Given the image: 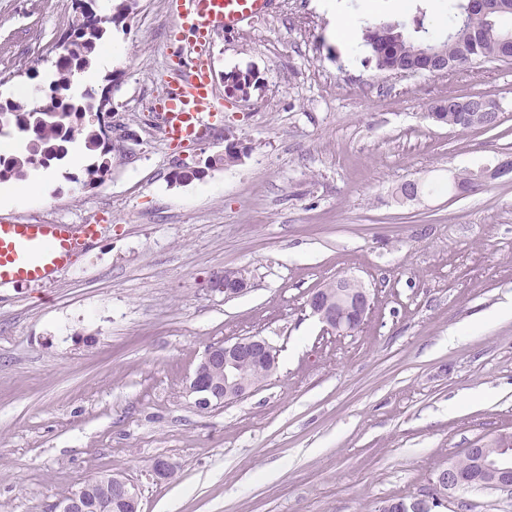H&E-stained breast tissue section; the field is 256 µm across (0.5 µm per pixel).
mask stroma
Listing matches in <instances>:
<instances>
[{
  "label": "stroma",
  "instance_id": "35a3bbf8",
  "mask_svg": "<svg viewBox=\"0 0 512 512\" xmlns=\"http://www.w3.org/2000/svg\"><path fill=\"white\" fill-rule=\"evenodd\" d=\"M73 0H0V88L37 91L61 53ZM320 0H272L219 34L216 84L253 71L249 99L221 97L197 143L165 140L154 107L185 58L169 0H136L108 27L122 55L95 84L127 134L108 174L83 185L67 159L47 197L0 221L93 224L97 235L41 284L0 288V512H47L106 474L141 512H377L425 491L449 457L512 433V176L454 195L452 176L512 157V59L441 73L378 71L327 38ZM481 95L498 128H449L429 112ZM242 163L208 166L227 139ZM202 178L173 182L184 156ZM419 183L399 202L401 184ZM244 268L225 299L214 273ZM361 282L371 311L332 334L312 292ZM246 336L278 350L250 395L202 410L188 380L209 347ZM178 469L167 480L154 458ZM512 512L473 489L436 512ZM249 278L244 276L243 279L231 280L230 283H224V273L215 274L209 281L208 288L212 292L224 293L225 299L234 298L241 295L249 287ZM105 478L112 482L113 493L128 503L130 510L139 512V494L136 486L120 475L111 474Z\"/></svg>",
  "mask_w": 512,
  "mask_h": 512
}]
</instances>
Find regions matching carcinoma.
I'll use <instances>...</instances> for the list:
<instances>
[{
	"mask_svg": "<svg viewBox=\"0 0 512 512\" xmlns=\"http://www.w3.org/2000/svg\"><path fill=\"white\" fill-rule=\"evenodd\" d=\"M95 0H73L75 21L68 30L67 55L54 64L53 76L43 92L50 103L36 109L35 102L21 98L0 97V129L11 128L26 140L25 150L12 155L0 164V180H20L31 169L48 168L63 161L68 155V144L83 137L86 150L94 162L85 168L87 183L103 180L112 164V156L123 151V140L108 139L102 135L101 116L97 112L99 99L93 87L79 94L69 93L75 74L89 68L92 55L104 41L107 28L104 23H118L126 18L131 0H121L115 5L113 15L101 21L93 9ZM468 5L462 0H446L444 37H434L425 25V15L412 18L413 27L404 19L379 18L363 21L362 43L382 72L403 73L417 67L421 61L420 48L425 44L441 45L454 42L447 49L450 66H460L466 59L477 57L497 59L500 52L509 48L504 42L508 26L504 19H489L472 24L465 21ZM234 90L246 96L257 82L251 72L229 75ZM85 499L88 512H124L126 505L112 497L111 491L92 479L78 488Z\"/></svg>",
	"mask_w": 512,
	"mask_h": 512,
	"instance_id": "1",
	"label": "carcinoma"
}]
</instances>
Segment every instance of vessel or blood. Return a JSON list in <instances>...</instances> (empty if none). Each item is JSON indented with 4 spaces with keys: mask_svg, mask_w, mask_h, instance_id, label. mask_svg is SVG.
<instances>
[{
    "mask_svg": "<svg viewBox=\"0 0 512 512\" xmlns=\"http://www.w3.org/2000/svg\"><path fill=\"white\" fill-rule=\"evenodd\" d=\"M270 5L271 0H171L174 40L179 48H192L196 59L180 71L159 101L169 142L191 145L211 125L217 91L206 53L213 36L266 16ZM95 233L92 224L77 238L63 224L0 222V288L49 280L72 260L81 240Z\"/></svg>",
    "mask_w": 512,
    "mask_h": 512,
    "instance_id": "vessel-or-blood-1",
    "label": "vessel or blood"
}]
</instances>
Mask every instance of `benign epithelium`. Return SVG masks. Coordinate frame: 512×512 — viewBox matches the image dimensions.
I'll list each match as a JSON object with an SVG mask.
<instances>
[{
	"label": "benign epithelium",
	"instance_id": "obj_1",
	"mask_svg": "<svg viewBox=\"0 0 512 512\" xmlns=\"http://www.w3.org/2000/svg\"><path fill=\"white\" fill-rule=\"evenodd\" d=\"M471 15L480 19L493 13H502V0H470ZM249 287V278L243 277L230 282L224 281V275L216 274L208 288L224 294L230 299L241 295ZM308 305L311 314L324 324L327 331L336 332L335 300L317 292L311 294ZM259 361L266 366L267 376L277 369V350L261 336L239 338L212 346L206 350L201 361L189 379L188 391L196 396V405L207 409L214 404L237 400L252 393L263 380L245 378L239 373L238 365L244 361ZM497 447L487 448L485 443L478 444L481 453L478 459L483 473L489 476L485 486L492 489L512 491V438H496ZM112 482L113 493L129 504L132 512H139V494L136 486L120 475H108ZM470 480L461 476L453 464L440 468L434 474L428 490L411 501L387 503L383 509L390 512L396 507L401 512H434L437 505L453 492L471 488ZM85 500L81 494H72L52 503V512H83Z\"/></svg>",
	"mask_w": 512,
	"mask_h": 512
}]
</instances>
